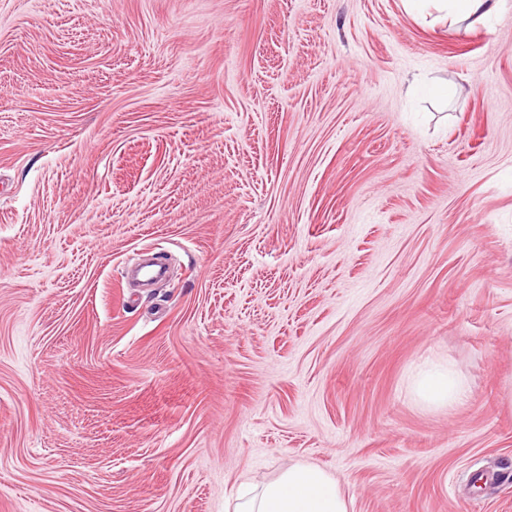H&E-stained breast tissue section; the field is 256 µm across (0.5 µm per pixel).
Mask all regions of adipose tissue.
Segmentation results:
<instances>
[{
	"mask_svg": "<svg viewBox=\"0 0 512 512\" xmlns=\"http://www.w3.org/2000/svg\"><path fill=\"white\" fill-rule=\"evenodd\" d=\"M415 398L430 407H450L466 398L469 387L453 368L428 363L417 369ZM233 512H347L338 481L320 467L296 465L260 487L240 485L229 498Z\"/></svg>",
	"mask_w": 512,
	"mask_h": 512,
	"instance_id": "adipose-tissue-1",
	"label": "adipose tissue"
}]
</instances>
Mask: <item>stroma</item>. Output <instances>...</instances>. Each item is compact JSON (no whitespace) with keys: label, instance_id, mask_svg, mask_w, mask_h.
Segmentation results:
<instances>
[{"label":"stroma","instance_id":"1","mask_svg":"<svg viewBox=\"0 0 512 512\" xmlns=\"http://www.w3.org/2000/svg\"><path fill=\"white\" fill-rule=\"evenodd\" d=\"M301 463L348 512H512V0H0V512ZM434 2L436 8L443 12V17L451 15L465 19L469 16L496 14L502 5L501 0H413V2ZM415 398L430 407H451L466 398L469 387L453 368L424 363L413 383Z\"/></svg>","mask_w":512,"mask_h":512}]
</instances>
